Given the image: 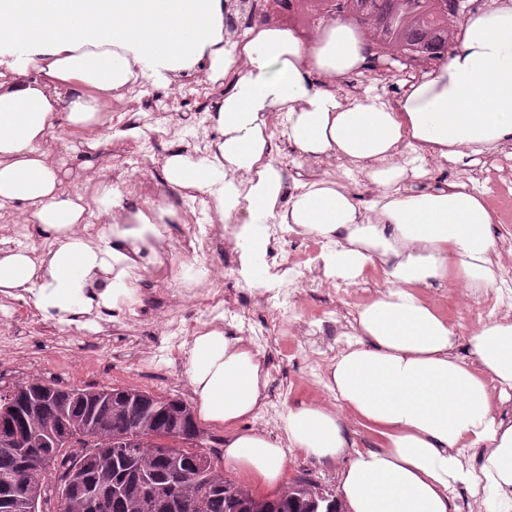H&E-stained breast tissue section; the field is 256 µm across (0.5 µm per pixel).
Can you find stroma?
Segmentation results:
<instances>
[{
  "label": "stroma",
  "mask_w": 512,
  "mask_h": 512,
  "mask_svg": "<svg viewBox=\"0 0 512 512\" xmlns=\"http://www.w3.org/2000/svg\"><path fill=\"white\" fill-rule=\"evenodd\" d=\"M206 80L207 73L200 67L183 73L178 84L187 89L188 94L177 99L170 87L141 79L127 85L117 101L118 110L112 115L113 129L117 131L129 123L141 122L156 135L149 178L152 192L157 196L165 198L171 192L161 172L164 157L182 145L184 135L205 133V122L195 119L197 107L189 91ZM133 144V139L116 135L108 144L91 152L80 145L78 139L57 129L47 135L43 147L65 172L63 190L80 189L90 198L95 194L96 185L81 183L80 164L88 159L113 163L130 151ZM215 287V282L203 280L191 301L184 300L173 284L162 292L147 289L150 309L140 321L131 324L123 323L115 310L99 314L101 336L108 341L99 351L93 350L84 335L74 331L72 326L52 319L36 325L12 316L6 311L10 298L0 294V378L9 383L40 377L64 385L133 387L196 406L187 375V355L169 346L161 332L160 316L163 308L169 307L179 311L185 319H194ZM330 299L319 281L309 282L304 313L311 318L310 331H302L288 316L281 331L261 344L269 370L267 393L276 399L272 418L275 429H282L288 408L333 401L323 385L324 372L331 360L330 348L345 344L346 339L338 334L323 336L318 332L319 308ZM286 456L283 482L287 485L306 474L320 480L326 488L337 489V475L347 464L343 458L320 462L293 448L287 449Z\"/></svg>",
  "instance_id": "1"
}]
</instances>
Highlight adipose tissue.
Returning a JSON list of instances; mask_svg holds the SVG:
<instances>
[{
    "label": "adipose tissue",
    "instance_id": "1",
    "mask_svg": "<svg viewBox=\"0 0 512 512\" xmlns=\"http://www.w3.org/2000/svg\"><path fill=\"white\" fill-rule=\"evenodd\" d=\"M231 10V0H0V210H16L51 241L38 256H0V294L32 295L68 324L129 296L138 239L155 221L178 223L175 209L137 212L138 228L100 248L77 227L123 209V191L100 182L91 201L62 191L42 141L61 128L96 149L113 98L138 79L169 85L199 65L215 84L234 74L210 106L216 139L202 155L166 156L164 181L204 195L225 221L248 213L236 239L249 285L267 281L274 221L328 241L326 277L357 285L377 267L383 286L358 307L328 367L334 404L289 409L282 444L242 426L267 397L263 351L219 323L193 335L189 383L203 418L230 428L225 461L276 489L286 448L318 461L348 457L339 474L346 512H459L451 494L460 488L485 512H512V320L474 330L465 359L455 325L427 294L446 282L480 295L497 287V219L473 181L422 183L428 156L472 167L512 147V0L466 15L457 45L397 99L368 88L338 94L367 60L351 23L319 24L314 38L265 24L236 39L224 27ZM279 111L299 162L336 158L339 180L284 183L266 134ZM357 177L373 198L348 190ZM349 414L376 448L358 447Z\"/></svg>",
    "mask_w": 512,
    "mask_h": 512
}]
</instances>
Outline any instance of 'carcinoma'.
I'll use <instances>...</instances> for the list:
<instances>
[{
  "label": "carcinoma",
  "instance_id": "cac0c4a2",
  "mask_svg": "<svg viewBox=\"0 0 512 512\" xmlns=\"http://www.w3.org/2000/svg\"><path fill=\"white\" fill-rule=\"evenodd\" d=\"M313 20L333 16L366 26L375 49L384 56L412 61L441 60L450 49L458 14L455 0H304ZM40 378L0 388V408L14 404L18 416L0 417V475H15L40 492V512H86L89 487H112L100 512H344L341 499L317 481L299 477L272 499L257 498L224 475L217 450L199 446L200 430L191 408L180 399L160 398L138 388H83L102 398L98 405L63 399L48 408H27L30 384ZM99 417L91 440L69 438L61 422L68 416L84 425ZM14 432L25 437L23 449L6 445ZM62 438L53 470L33 467L48 452L49 436ZM180 442L174 460L160 448ZM100 449L88 457V442ZM74 483L73 494L57 501L55 487Z\"/></svg>",
  "mask_w": 512,
  "mask_h": 512
}]
</instances>
